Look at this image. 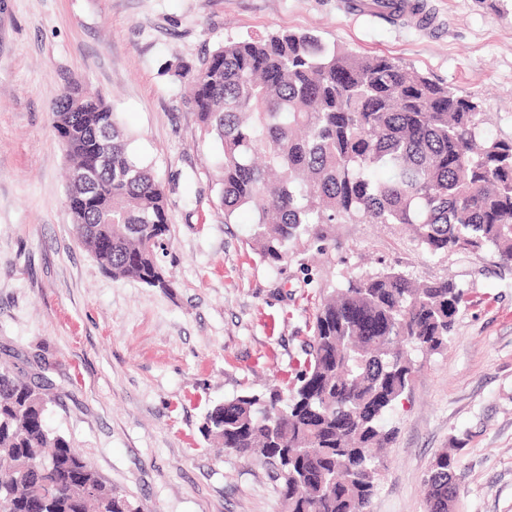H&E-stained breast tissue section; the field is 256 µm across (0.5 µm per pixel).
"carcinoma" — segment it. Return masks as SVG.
<instances>
[{
  "instance_id": "carcinoma-1",
  "label": "carcinoma",
  "mask_w": 512,
  "mask_h": 512,
  "mask_svg": "<svg viewBox=\"0 0 512 512\" xmlns=\"http://www.w3.org/2000/svg\"><path fill=\"white\" fill-rule=\"evenodd\" d=\"M188 103L217 145L224 223L255 214L251 238L277 263L317 224H406L430 257L492 251L512 265V140L480 137L477 102L389 56L282 30L229 41L203 58ZM68 164L77 239L115 280L166 289L157 257L170 232L164 190L128 149L111 106L73 81L52 104ZM110 154L86 196L75 174ZM466 302L452 280L417 284L386 269L347 280L318 308L307 359L284 397L248 392L206 412L201 433L270 466L285 512H369L409 388L411 353L441 351ZM47 382L0 364V512H136L47 424ZM462 475L438 453L427 512H452Z\"/></svg>"
}]
</instances>
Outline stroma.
<instances>
[{
  "mask_svg": "<svg viewBox=\"0 0 512 512\" xmlns=\"http://www.w3.org/2000/svg\"><path fill=\"white\" fill-rule=\"evenodd\" d=\"M345 0H0V362L52 385L49 425L137 512H281L271 471L200 432L213 405L292 387L323 292L389 267L467 294L446 349L415 354L370 512H425L448 450L453 512H512V266L428 257L402 224H321L272 264L253 214L225 222L215 148L185 101L191 67L224 42L311 31L475 98L485 137L512 140V0H426L435 31ZM83 79L116 113L168 203V291L104 274L76 239L52 101ZM462 475L448 450L438 453L424 478L427 512H451L459 495Z\"/></svg>",
  "mask_w": 512,
  "mask_h": 512,
  "instance_id": "1",
  "label": "stroma"
}]
</instances>
